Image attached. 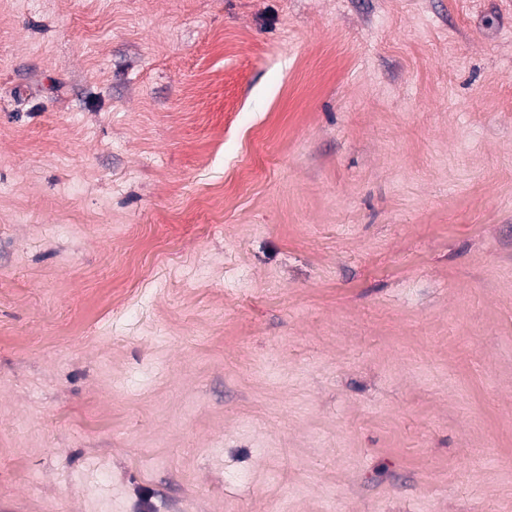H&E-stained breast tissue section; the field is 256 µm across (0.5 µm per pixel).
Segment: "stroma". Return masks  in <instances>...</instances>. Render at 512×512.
Instances as JSON below:
<instances>
[{"instance_id":"1","label":"stroma","mask_w":512,"mask_h":512,"mask_svg":"<svg viewBox=\"0 0 512 512\" xmlns=\"http://www.w3.org/2000/svg\"><path fill=\"white\" fill-rule=\"evenodd\" d=\"M512 512V0H0V512Z\"/></svg>"}]
</instances>
